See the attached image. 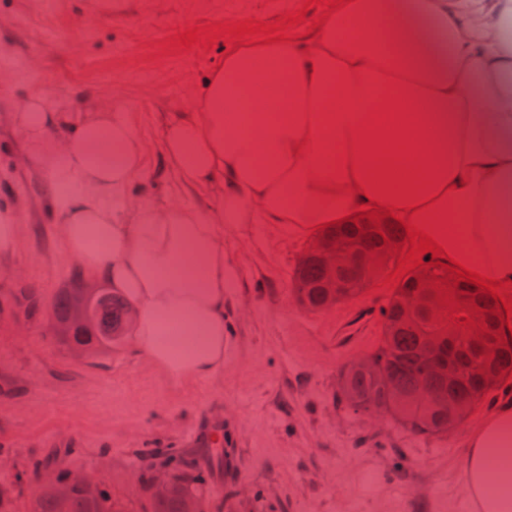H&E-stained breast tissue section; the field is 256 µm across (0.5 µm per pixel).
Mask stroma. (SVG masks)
<instances>
[{
	"instance_id": "stroma-1",
	"label": "stroma",
	"mask_w": 512,
	"mask_h": 512,
	"mask_svg": "<svg viewBox=\"0 0 512 512\" xmlns=\"http://www.w3.org/2000/svg\"><path fill=\"white\" fill-rule=\"evenodd\" d=\"M304 0H0V213L14 215L17 249L0 262V512H30L44 468L89 473L119 512H147L155 468L186 455L187 436L211 414L240 426L234 472L222 485L204 469L191 486L205 512H475L465 487L471 435L512 400V380L489 393L447 435L415 437L392 422L359 416L338 402L340 368L372 351L393 294L372 285L329 313L299 307L293 270L307 241L276 224L234 226L224 248L237 271L223 371L169 380L132 339L77 361L48 335L44 316L17 323L19 270L50 302L78 262L45 206L46 174L19 165L26 146L7 115L38 92L68 101L90 93L127 113L145 148L143 175L158 199L177 195L199 210L208 190L176 191L159 130L200 96L224 65L226 38L166 50L175 33L253 19L274 23Z\"/></svg>"
}]
</instances>
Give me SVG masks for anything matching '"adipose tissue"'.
<instances>
[{
  "instance_id": "ef3b65f1",
  "label": "adipose tissue",
  "mask_w": 512,
  "mask_h": 512,
  "mask_svg": "<svg viewBox=\"0 0 512 512\" xmlns=\"http://www.w3.org/2000/svg\"><path fill=\"white\" fill-rule=\"evenodd\" d=\"M391 79L417 120L420 156L363 162L328 192L338 144L353 148L352 126ZM10 120L48 175L64 247L135 309L136 346L175 380L224 368L235 271L221 231L234 224H284L302 237L350 223L370 197L403 208L435 194L441 203L414 224L452 258L512 281V0H351L310 40L227 52L197 103L162 130L179 180L214 188L206 212L147 192L126 113L35 95ZM359 180L365 193L348 197ZM511 455L509 401L471 437L465 480L477 512H512V469L489 468Z\"/></svg>"
}]
</instances>
